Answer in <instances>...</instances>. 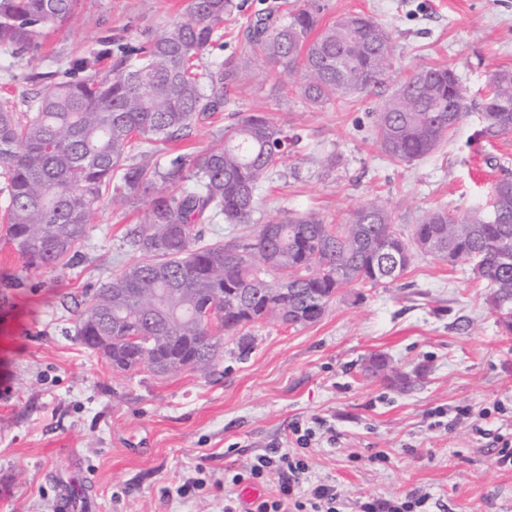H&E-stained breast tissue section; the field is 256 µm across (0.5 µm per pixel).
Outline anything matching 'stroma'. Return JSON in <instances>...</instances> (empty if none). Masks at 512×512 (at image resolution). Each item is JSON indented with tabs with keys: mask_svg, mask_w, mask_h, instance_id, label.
<instances>
[{
	"mask_svg": "<svg viewBox=\"0 0 512 512\" xmlns=\"http://www.w3.org/2000/svg\"><path fill=\"white\" fill-rule=\"evenodd\" d=\"M260 0L225 18L221 45L198 63L207 70L239 53ZM320 26L363 14L392 38L395 65L385 83L321 106L286 91L257 65L236 94L237 110L287 113L302 139L279 174L257 192L260 214L312 212L329 224L380 195L396 229L410 234L429 209L457 218L487 208L494 184L512 179V134L480 136L485 96L496 70L512 68V0H320ZM186 0H79L49 30L35 57L0 53V97L32 89L23 75L65 71L99 48L104 34L136 43L180 19ZM445 65L467 92L468 114L432 155L400 164L373 139L374 118L414 70ZM234 113H216L155 156L194 157ZM144 206L102 200L89 224L79 267L28 270L0 237V512H56L59 481L92 496L100 512H224L238 494L224 476L295 421L321 418L332 448H307L312 479H332L350 512L360 497L439 495L429 512H512V469L498 468L462 420L434 428L435 408H490L485 426L512 432V331L498 322L486 284L469 264L417 255L398 281L340 289L316 323L263 319L253 341L224 351L207 374L120 373L76 335L80 304L128 254L127 228ZM27 285L12 287L14 277ZM425 376L402 391L364 375L370 354ZM203 478V490L179 486Z\"/></svg>",
	"mask_w": 512,
	"mask_h": 512,
	"instance_id": "1",
	"label": "stroma"
}]
</instances>
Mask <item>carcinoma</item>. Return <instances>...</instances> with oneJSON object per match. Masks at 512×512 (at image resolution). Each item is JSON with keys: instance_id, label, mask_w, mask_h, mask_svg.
I'll use <instances>...</instances> for the list:
<instances>
[{"instance_id": "obj_1", "label": "carcinoma", "mask_w": 512, "mask_h": 512, "mask_svg": "<svg viewBox=\"0 0 512 512\" xmlns=\"http://www.w3.org/2000/svg\"><path fill=\"white\" fill-rule=\"evenodd\" d=\"M77 0H0V51L34 56L46 31L68 20ZM236 0H188L183 18L137 44L112 36L102 49L75 58L62 72L37 73L43 89L15 99L0 98V178L7 192L5 232L27 268L72 270L86 246L88 224L104 193L110 200L146 205L128 228L127 249L138 255L107 276L79 315L76 333L89 349L110 336L112 369H140L147 348L159 373L179 359L182 369L205 372L223 353V337H238L248 325L275 318L289 326L319 321L337 291L399 280L416 252L465 261L489 288L487 301L512 330V180L497 182L490 209L497 218L472 212L452 220L439 208L425 212L409 236L394 227L385 200L371 199L342 224L313 213L266 219L247 237L205 240L210 225L253 224L256 190L290 154L300 135L288 113L240 112L219 134L220 143L189 158L126 164L132 147L142 156L189 131L193 124L232 102L231 92L260 54L280 75L293 78L311 105L362 93L393 69L386 29L365 15L318 29L319 0H302L280 16L271 6L248 26L246 48L207 71L196 62L224 37V16L240 10ZM112 75L101 73L107 55ZM465 88L454 70L441 65L415 70L400 83L376 116V143L395 162L433 153L467 115ZM490 138L512 132V69L491 76L483 103ZM182 183L173 194L167 186ZM275 226L268 235L264 229ZM224 321L211 331L214 306ZM126 336H141L134 346ZM364 371L407 389L414 379L374 353Z\"/></svg>"}]
</instances>
